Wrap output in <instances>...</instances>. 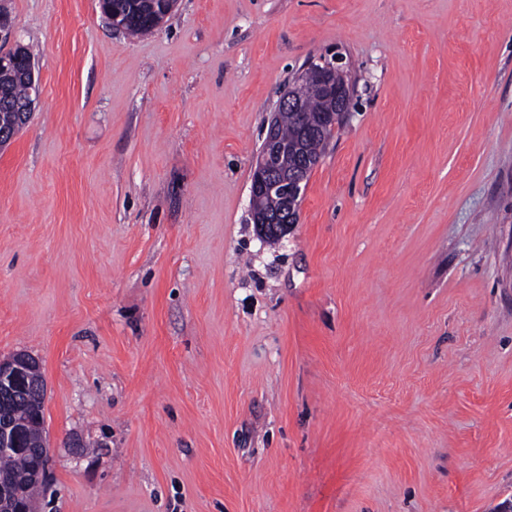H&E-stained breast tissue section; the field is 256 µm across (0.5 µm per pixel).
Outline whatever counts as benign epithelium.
I'll use <instances>...</instances> for the list:
<instances>
[{"label": "benign epithelium", "mask_w": 512, "mask_h": 512, "mask_svg": "<svg viewBox=\"0 0 512 512\" xmlns=\"http://www.w3.org/2000/svg\"><path fill=\"white\" fill-rule=\"evenodd\" d=\"M24 63L28 93L26 99L16 106L19 119L12 131H0V145L9 142L16 132L28 123L34 111L35 101L40 94L39 79L35 77L34 60L25 57L18 51L14 24L11 18L0 13V82L9 78ZM299 79L309 82L310 94L324 97L333 103V110L328 118L334 124L343 120L348 114L352 97L351 84L346 71L330 62L318 65L308 64ZM266 149L256 159L253 170L251 191L258 192L266 185L280 178L288 184L287 197L284 205L288 209V218L275 222L263 214L252 215L260 237L264 240H281L291 228L298 223L301 198L305 189L306 179L302 175L305 167L314 159L302 155L297 166L291 171L275 172L271 158L284 150V144L277 135L275 122H270L265 137ZM37 359L26 352H17L7 358L0 359V394L14 392L25 393L32 387L31 368ZM25 422L14 419L5 409L0 408V454H9L17 450L18 435ZM0 512H36L34 502L22 497V492L11 489L7 484L0 483Z\"/></svg>", "instance_id": "obj_1"}]
</instances>
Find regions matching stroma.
I'll return each instance as SVG.
<instances>
[{
	"label": "stroma",
	"mask_w": 512,
	"mask_h": 512,
	"mask_svg": "<svg viewBox=\"0 0 512 512\" xmlns=\"http://www.w3.org/2000/svg\"><path fill=\"white\" fill-rule=\"evenodd\" d=\"M40 96L0 146V358L35 356L38 512H496L512 498V0H5ZM352 108L279 242L283 89ZM112 2L116 9L122 13L123 26L118 24L120 15L113 16ZM177 0H153V10L156 13L157 27L162 24L165 17L173 10ZM100 8L112 26L121 28L130 36H140L154 30L155 13L146 7L147 1L139 0H99ZM309 63L298 77V80L310 82L309 92L317 97H324L333 103V110L328 112V118L336 125L348 114L352 97L351 84L347 78L346 71L330 62ZM340 80L334 82V77Z\"/></svg>",
	"instance_id": "stroma-1"
}]
</instances>
